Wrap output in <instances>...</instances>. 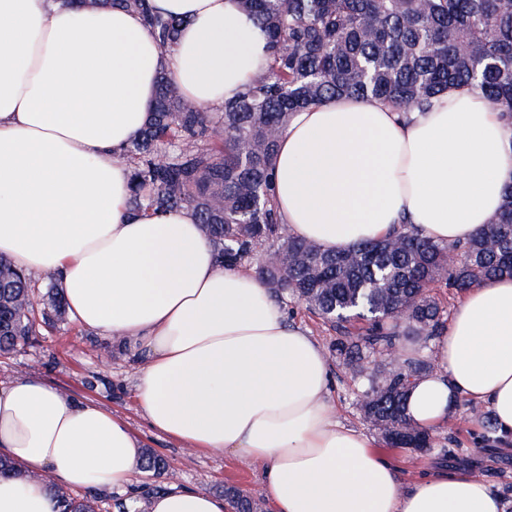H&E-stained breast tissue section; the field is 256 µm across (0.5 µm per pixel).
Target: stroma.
I'll use <instances>...</instances> for the list:
<instances>
[{"mask_svg":"<svg viewBox=\"0 0 512 512\" xmlns=\"http://www.w3.org/2000/svg\"><path fill=\"white\" fill-rule=\"evenodd\" d=\"M111 361H103L104 352ZM146 356L129 349L121 340L66 320L56 328L41 329L24 352L0 357V381L35 377L75 400H91L123 417L139 438L142 448L162 457L168 471L156 475L135 470L137 490L150 485L164 488H200L223 494L235 486L255 499H263L259 468L247 460L224 452H193L174 439L150 429L135 399L138 368ZM329 400L343 424L370 437L378 432L363 419L361 395L352 376L332 366ZM479 405L461 401L447 425L436 434L435 448L416 451L379 444L378 449L396 467L399 481L407 485L426 472L445 467L465 470L496 491L504 512H512V440L486 439L478 420Z\"/></svg>","mask_w":512,"mask_h":512,"instance_id":"stroma-1","label":"stroma"}]
</instances>
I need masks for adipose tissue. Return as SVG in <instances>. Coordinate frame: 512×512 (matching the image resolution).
<instances>
[{
	"label": "adipose tissue",
	"mask_w": 512,
	"mask_h": 512,
	"mask_svg": "<svg viewBox=\"0 0 512 512\" xmlns=\"http://www.w3.org/2000/svg\"><path fill=\"white\" fill-rule=\"evenodd\" d=\"M182 19L161 53L140 18L87 0H0V256L54 273L81 326L147 361L135 397L151 428L201 452L261 462L274 512H503L463 472L400 488L366 434L328 402L323 348L289 327L260 279L218 266L191 210L139 213L120 151L144 128L160 74L216 110L267 69V42L236 0H154ZM282 224L341 252L403 224L440 243L476 235L512 183V126L481 95L451 88L403 114L372 98L294 113L272 160ZM419 377L408 414L432 432L461 399L512 435V277L465 292ZM0 512H57L32 477L134 492L140 443L100 403L30 377L0 384ZM150 512H231L198 488L154 496Z\"/></svg>",
	"instance_id": "1"
}]
</instances>
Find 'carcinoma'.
I'll return each instance as SVG.
<instances>
[{"mask_svg": "<svg viewBox=\"0 0 512 512\" xmlns=\"http://www.w3.org/2000/svg\"><path fill=\"white\" fill-rule=\"evenodd\" d=\"M136 12L168 53L182 22L155 10L152 0H112ZM267 37L268 70L224 108L212 112L184 99L161 76L145 127L120 154L129 165L130 206L154 213L191 209L224 267H240L268 249L283 267H259L277 302L303 304L330 323L338 365L364 380L366 422L397 448L423 450L434 437L411 422L413 381L434 370L429 355L389 363L381 378L371 358L405 336L429 341L448 319L431 296L442 283L464 293L512 276V185L499 212L472 239L448 245L410 231L326 252L285 232L273 195L272 158L292 114L350 95L382 101L404 114L424 110L450 86L482 95L512 124V0H237ZM45 324L65 320L64 292L51 275L40 301L30 279L0 257V355L20 351ZM146 471L165 462L147 450ZM59 512H96L51 476L36 478ZM234 512H260L235 487L224 489Z\"/></svg>", "mask_w": 512, "mask_h": 512, "instance_id": "1", "label": "carcinoma"}]
</instances>
